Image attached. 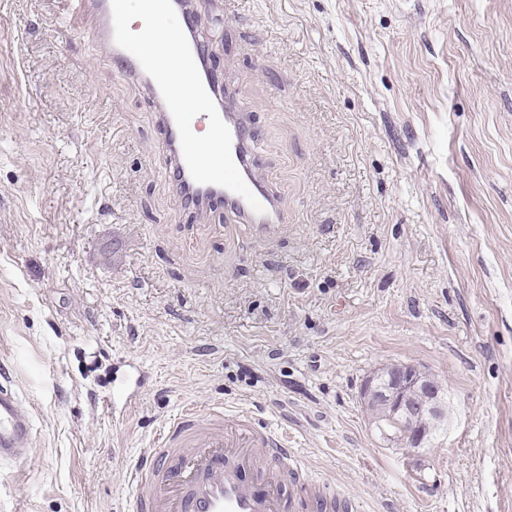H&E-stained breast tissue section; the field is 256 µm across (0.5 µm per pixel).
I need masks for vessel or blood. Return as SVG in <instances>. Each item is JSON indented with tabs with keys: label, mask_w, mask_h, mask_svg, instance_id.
<instances>
[{
	"label": "vessel or blood",
	"mask_w": 512,
	"mask_h": 512,
	"mask_svg": "<svg viewBox=\"0 0 512 512\" xmlns=\"http://www.w3.org/2000/svg\"><path fill=\"white\" fill-rule=\"evenodd\" d=\"M148 27L181 21L172 51L177 69L146 54L128 28L126 0H67L70 17L91 14L90 42L145 88L159 109L166 173L194 208L223 212L228 224L270 233L287 223L279 193L262 172L251 138L247 105L232 103L206 64L209 46L198 35L189 0H144ZM199 105L187 121L183 96ZM222 163H215L214 155ZM31 414L6 368L0 367V467L26 457L33 442ZM285 436L256 423L251 412L227 417L220 404L189 408L164 426L130 473L126 512H351L334 488L306 483Z\"/></svg>",
	"instance_id": "vessel-or-blood-1"
}]
</instances>
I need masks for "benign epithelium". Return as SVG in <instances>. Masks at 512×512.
I'll use <instances>...</instances> for the list:
<instances>
[{"label": "benign epithelium", "instance_id": "obj_1", "mask_svg": "<svg viewBox=\"0 0 512 512\" xmlns=\"http://www.w3.org/2000/svg\"><path fill=\"white\" fill-rule=\"evenodd\" d=\"M443 386L430 372L415 365L393 362L379 367L362 385V403L372 409L374 421L395 417L405 424L402 445L423 448L437 435L444 418Z\"/></svg>", "mask_w": 512, "mask_h": 512}]
</instances>
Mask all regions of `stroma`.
<instances>
[{"label":"stroma","mask_w":512,"mask_h":512,"mask_svg":"<svg viewBox=\"0 0 512 512\" xmlns=\"http://www.w3.org/2000/svg\"><path fill=\"white\" fill-rule=\"evenodd\" d=\"M290 218L189 209L144 89L0 0V363L31 413L0 512H124L186 406L252 410L354 512H512V0H193ZM152 375L116 420L97 401ZM391 362L447 421L391 447L360 399Z\"/></svg>","instance_id":"stroma-1"}]
</instances>
